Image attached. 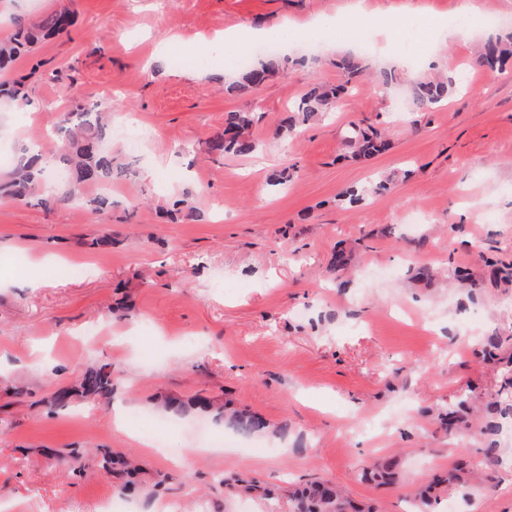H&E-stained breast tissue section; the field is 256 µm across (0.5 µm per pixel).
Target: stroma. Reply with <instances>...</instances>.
<instances>
[{
	"instance_id": "obj_1",
	"label": "stroma",
	"mask_w": 512,
	"mask_h": 512,
	"mask_svg": "<svg viewBox=\"0 0 512 512\" xmlns=\"http://www.w3.org/2000/svg\"><path fill=\"white\" fill-rule=\"evenodd\" d=\"M350 0H0V40L16 18L68 10L69 32L0 70V85L24 80L21 112L0 97V176L38 127L75 105L98 107L120 125L140 114L145 134L133 159L137 175L114 181L112 208L51 211L0 200V512H104L116 483L94 455L109 448L143 465L130 500L139 512H291L288 491L322 478L382 512H410V498L435 469L479 458L483 440L451 439L437 417L467 393L512 403L501 362L474 354L489 336L512 354V61L498 77L479 64L487 38L512 33V0H480L465 41H439L411 28L421 75L449 71L458 89L441 106L411 111L409 78L377 89L354 83L331 114L270 136L290 104L316 82L343 83L339 50L302 44L259 91L251 133L254 156L214 159L204 141L225 112L246 107L208 59L158 52L227 29L304 23L338 14ZM375 14L409 25L413 15L460 14L464 0H366ZM387 133L389 147L367 162L343 144L351 125ZM297 173L282 191L267 184L285 164ZM392 176L389 193L340 206L347 188ZM199 193L195 218H162L158 207L184 190ZM140 200L136 216L127 202ZM116 237L92 251L98 231ZM23 243L65 254L69 266H33ZM346 270L329 266L337 249ZM436 270L414 278L415 257ZM80 268L73 276L69 267ZM128 298L126 315L105 307ZM110 334L87 341L94 322ZM108 363L121 377L111 403L77 399L62 412L43 397L90 367ZM207 395L266 420L269 433L244 447L198 452L229 426L165 399ZM140 419L166 444L159 453L117 435L115 407ZM286 435H277L280 426ZM495 479L451 489L438 512H512V415L499 421ZM80 461L64 464L70 449ZM404 460L399 485L360 480L382 454ZM258 479L266 495L219 487L215 473Z\"/></svg>"
}]
</instances>
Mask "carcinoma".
<instances>
[{
    "label": "carcinoma",
    "mask_w": 512,
    "mask_h": 512,
    "mask_svg": "<svg viewBox=\"0 0 512 512\" xmlns=\"http://www.w3.org/2000/svg\"><path fill=\"white\" fill-rule=\"evenodd\" d=\"M73 18L51 12L35 22L24 19L15 21V32L5 43H0V69L9 67L18 58L27 55L32 47L42 40L52 39L68 32ZM512 59L511 39H489L484 42L480 63L494 71ZM285 60L279 56L267 57L258 65L244 70L240 78L233 82L230 90L239 97L256 100L259 89L282 68ZM337 66L344 71L347 80L364 75L370 66L364 56L357 53L343 55ZM455 84L448 78H421L408 87L409 105L414 111L428 110L448 99ZM347 91L346 86H328L321 83L311 87L292 107L295 117L282 120L276 127L275 135L284 137L292 134L297 124L307 125L311 121L327 114L335 107L336 100ZM256 113L250 110H232L224 113V130L212 135L206 141L207 152L216 157L226 155L247 156L258 150L257 142L250 134ZM112 131V125L105 121L104 113L93 107L76 106L75 110L65 113L56 134L58 139L52 151L24 147L16 154L12 168L0 183V195L20 205L36 206L51 210L64 203L89 206L95 211L112 207V200L103 197L95 190L105 186L115 177L128 173V167L112 155L106 148ZM347 143L355 157L369 159L385 148L380 132L372 129L368 132L353 128ZM51 156L54 165L69 172L66 185L56 190L46 186L49 167L46 156ZM175 212L189 214L198 212L196 195L187 191L172 204ZM120 384V377L112 371V366L103 364L86 370L79 377L76 387H60L43 399L45 406L52 412L67 409L75 396L98 400L112 398L114 388ZM198 407L214 413L215 419L225 420L238 433L250 436L268 428L261 417L233 412L224 413V405L208 399L197 401ZM469 398H459L455 408L448 410V434L461 433L469 428L467 413ZM498 432V423L489 418L480 428V434L486 440L481 449L482 457L478 466L485 482L493 480L492 466L495 464L499 448L494 436ZM399 460L396 456L383 457L373 463V476L385 482L396 478ZM474 477V472L463 467L450 466L434 472L426 485L414 497L413 512H437L439 501L433 492L442 487L464 486ZM215 483L227 488H240L246 493L261 491L256 482L239 484V480L219 473ZM353 506L343 490L327 480H315L295 492L292 512H352Z\"/></svg>",
    "instance_id": "carcinoma-1"
}]
</instances>
